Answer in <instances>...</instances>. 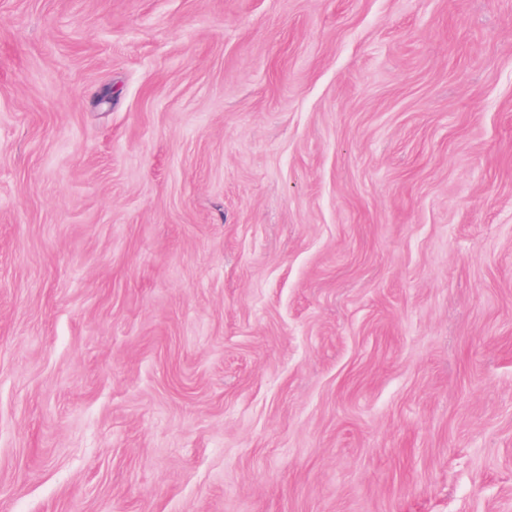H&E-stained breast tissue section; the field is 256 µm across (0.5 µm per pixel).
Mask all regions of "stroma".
I'll return each mask as SVG.
<instances>
[{
    "label": "stroma",
    "mask_w": 512,
    "mask_h": 512,
    "mask_svg": "<svg viewBox=\"0 0 512 512\" xmlns=\"http://www.w3.org/2000/svg\"><path fill=\"white\" fill-rule=\"evenodd\" d=\"M0 512H512V0H0Z\"/></svg>",
    "instance_id": "35a3bbf8"
}]
</instances>
